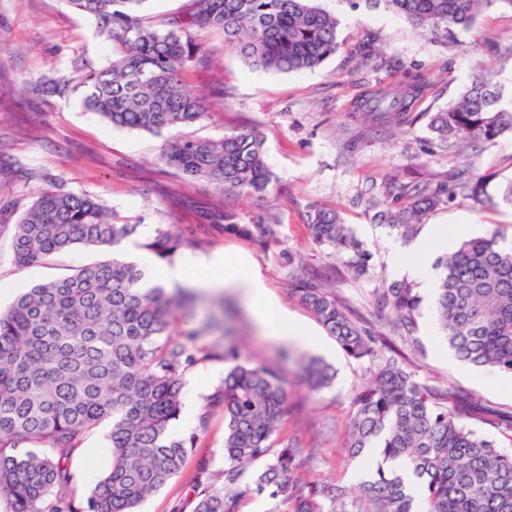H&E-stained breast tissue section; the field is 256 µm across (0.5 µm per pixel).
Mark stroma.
I'll return each mask as SVG.
<instances>
[{
	"label": "stroma",
	"mask_w": 512,
	"mask_h": 512,
	"mask_svg": "<svg viewBox=\"0 0 512 512\" xmlns=\"http://www.w3.org/2000/svg\"><path fill=\"white\" fill-rule=\"evenodd\" d=\"M341 21L339 51L321 66L291 73L255 70L218 34L203 35L207 67L187 73V89L203 97L206 115L178 130L145 132L112 126L83 106L86 71L111 59L112 42L96 22L68 6L66 0H0V308L34 284L66 275L104 258L99 249L76 246L49 264L19 269L12 263V224L45 188L46 178L97 198L110 218L135 225L122 249L145 251L158 227L171 225L197 246L182 257L221 253L246 257L264 279L270 295L289 318L305 326L314 346L283 344L256 323L245 299L221 288L194 297L176 331L192 332L205 353L184 375L182 409L174 432H192L208 395L219 388L230 367L227 349L240 360L281 370L289 383L288 409L274 436L275 447L297 439L315 449L301 469L311 481L338 479L354 486L366 479L364 458L348 447L352 398L371 380L368 361L348 358L327 336L312 312L291 290L293 265L325 275L337 296L360 313L369 327L390 333V322L378 311L371 293L382 281H403L391 251L396 232L372 220V203L383 201L385 184L399 181L437 183L449 171L473 167L512 178V131L458 152L429 128V113L456 100L473 78L501 86L512 101V8L494 4L477 26L457 34L456 41L415 27L389 10L384 0H320ZM379 39L383 59L364 67L351 60L352 49L366 35ZM415 68L429 77L431 88L420 105L422 116L410 126L386 125L366 130L352 110L357 97L379 85L397 83L402 69ZM57 91L45 95L46 80ZM223 97H216V88ZM253 129L264 137L266 162L273 180L263 195L221 193L204 179H184L163 166L161 157L172 139ZM217 206L236 215L240 226L274 225L275 239L261 242L235 232L206 229L204 214ZM317 207L336 210L342 222L371 254L369 272L349 276L342 258L329 255L308 235L307 218ZM443 227L449 243L500 230L512 241V206L484 207L463 195L430 213L420 227L427 235ZM422 308L417 335L421 353L410 356V368L425 384L474 393L491 405L512 410V375L477 370L452 358L441 336L427 335L435 320ZM299 357L323 359L332 366V384L311 392L296 376ZM224 415L215 413L188 456L180 475L148 498L139 512H193L197 467L224 471ZM112 454L105 429H98L74 456V492L88 496L107 473Z\"/></svg>",
	"instance_id": "obj_1"
}]
</instances>
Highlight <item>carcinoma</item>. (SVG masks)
Returning <instances> with one entry per match:
<instances>
[{"label": "carcinoma", "mask_w": 512, "mask_h": 512, "mask_svg": "<svg viewBox=\"0 0 512 512\" xmlns=\"http://www.w3.org/2000/svg\"><path fill=\"white\" fill-rule=\"evenodd\" d=\"M147 0H67L93 17L112 40L108 65L84 75V107L114 126L147 132L188 127L205 115L202 99L184 77L208 62L201 34L217 32L249 64L262 71L314 69L341 47L340 21L317 0H190L186 15L150 20ZM512 0H385L415 27L449 36L472 29L496 3ZM376 57L374 39L351 53L358 64ZM430 80L403 70L399 84L368 91L357 112L370 124L411 125ZM430 128L441 140L491 141L512 130V108L502 93L475 79L454 104L435 112ZM165 165L205 179L224 193L266 191L271 173L263 139L253 130L175 138ZM494 175L472 170L449 174L435 186L391 181L386 203L373 215L401 238H413L427 215L455 194L478 204L493 202ZM206 218L241 230L224 208ZM135 225L112 222L103 205L55 183L40 193L14 225L12 261L22 269L72 247H115ZM313 241L345 259L358 278L371 254L341 223L319 207L309 216ZM196 241L171 226L159 227L149 248L172 260ZM443 269L434 305L448 346L474 368L512 375V243L497 230L456 243ZM298 299L354 360L373 362L371 382L353 398L348 448L354 456L379 449V460L353 492L334 479L308 482L299 468L313 448L288 444L271 454L288 402V385L273 370L237 362L223 386L207 399L196 430L173 433L180 417L184 373L196 352L176 337L178 294L143 287L136 265L109 256L71 274L34 285L0 310V496L5 512H136L150 495L182 470L213 409L226 424L222 483L207 468L196 478L194 512H237L239 498L265 495L286 512H512V454L479 434L471 421L512 429V412L465 394L419 382L386 336L356 319L336 293L299 267L292 281ZM393 333L411 350L423 299L409 283L384 282L373 290ZM312 391L333 380L316 358L300 364ZM112 465L85 498L73 493L75 453L102 424ZM254 471L244 489L245 473Z\"/></svg>", "instance_id": "1"}]
</instances>
